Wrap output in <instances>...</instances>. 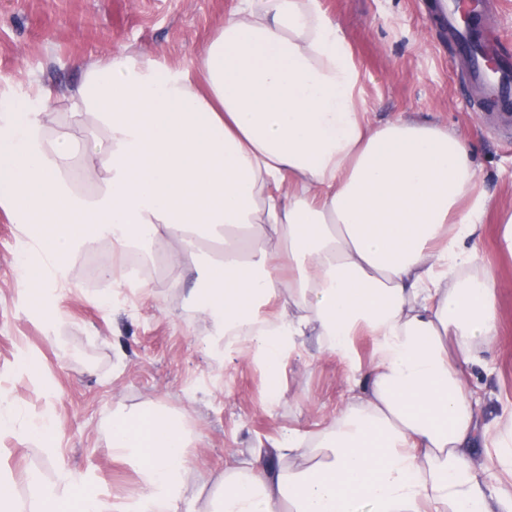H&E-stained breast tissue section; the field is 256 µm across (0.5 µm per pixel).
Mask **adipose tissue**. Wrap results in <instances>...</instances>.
Returning a JSON list of instances; mask_svg holds the SVG:
<instances>
[{
	"mask_svg": "<svg viewBox=\"0 0 512 512\" xmlns=\"http://www.w3.org/2000/svg\"><path fill=\"white\" fill-rule=\"evenodd\" d=\"M79 65L76 87L0 108V210L32 243V314L89 244L159 249L193 266L202 313L266 375L314 336L355 390L319 435L227 467L203 504L184 499V417L145 406L113 413L110 437L137 500L32 472L20 491L0 475V512H512V409L483 426L470 384L497 334L487 218L512 262V208L494 210L475 145L377 119L323 0H232L185 64L117 50Z\"/></svg>",
	"mask_w": 512,
	"mask_h": 512,
	"instance_id": "1",
	"label": "adipose tissue"
}]
</instances>
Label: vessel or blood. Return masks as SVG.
I'll list each match as a JSON object with an SVG mask.
<instances>
[{
  "label": "vessel or blood",
  "instance_id": "b4317fda",
  "mask_svg": "<svg viewBox=\"0 0 512 512\" xmlns=\"http://www.w3.org/2000/svg\"><path fill=\"white\" fill-rule=\"evenodd\" d=\"M441 33L452 34L468 60V79L480 98L491 106L512 102V59L503 55L487 34H474L471 12L485 9V0H424Z\"/></svg>",
  "mask_w": 512,
  "mask_h": 512
}]
</instances>
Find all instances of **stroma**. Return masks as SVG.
I'll return each instance as SVG.
<instances>
[{
  "label": "stroma",
  "instance_id": "stroma-1",
  "mask_svg": "<svg viewBox=\"0 0 512 512\" xmlns=\"http://www.w3.org/2000/svg\"><path fill=\"white\" fill-rule=\"evenodd\" d=\"M364 73L365 96L378 118L416 112L448 125L477 146L475 166L495 204L512 205V123L479 104L466 64L431 24L422 0H326ZM227 0H0V91L19 99L34 86L71 87L80 57L104 48L190 61L224 15ZM20 225L0 211V390L17 427L46 417L58 446L49 452L15 435L0 437V472L59 481L62 471L92 476L116 502L144 492L138 469L112 452V413L153 404L185 413L194 438L186 450L187 497L207 496L233 459L270 452L288 430L320 433L350 397L349 371L308 337L283 363L278 394L265 374L236 352H221L211 320L189 289L192 266L148 278L147 288L112 290L102 272L112 247L98 241L68 262L77 277L55 313L33 316L18 286ZM498 336L490 373L473 381L488 394L484 423L512 403V266L498 268ZM181 287H171L173 278ZM109 288V287H108ZM36 358L40 372L18 368Z\"/></svg>",
  "mask_w": 512,
  "mask_h": 512
}]
</instances>
